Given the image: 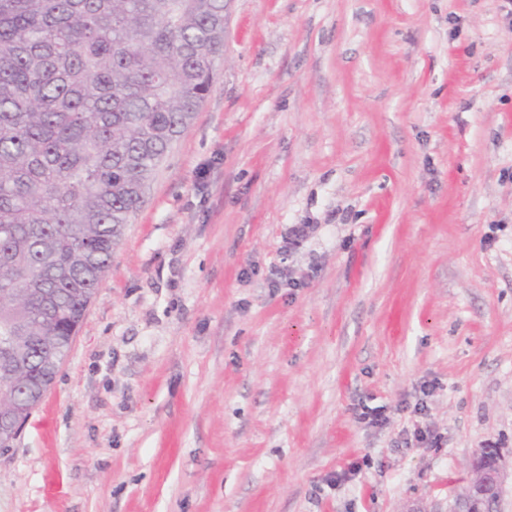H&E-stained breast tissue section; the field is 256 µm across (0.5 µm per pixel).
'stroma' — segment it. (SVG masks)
I'll list each match as a JSON object with an SVG mask.
<instances>
[{
    "instance_id": "stroma-1",
    "label": "stroma",
    "mask_w": 512,
    "mask_h": 512,
    "mask_svg": "<svg viewBox=\"0 0 512 512\" xmlns=\"http://www.w3.org/2000/svg\"><path fill=\"white\" fill-rule=\"evenodd\" d=\"M480 448L512 512V0H224L0 512H448Z\"/></svg>"
}]
</instances>
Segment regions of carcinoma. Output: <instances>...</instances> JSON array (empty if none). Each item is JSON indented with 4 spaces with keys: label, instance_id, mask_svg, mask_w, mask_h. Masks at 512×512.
<instances>
[{
    "label": "carcinoma",
    "instance_id": "carcinoma-1",
    "mask_svg": "<svg viewBox=\"0 0 512 512\" xmlns=\"http://www.w3.org/2000/svg\"><path fill=\"white\" fill-rule=\"evenodd\" d=\"M224 0H0V364L28 419L209 93Z\"/></svg>",
    "mask_w": 512,
    "mask_h": 512
}]
</instances>
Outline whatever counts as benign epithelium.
<instances>
[{
	"instance_id": "7a95c632",
	"label": "benign epithelium",
	"mask_w": 512,
	"mask_h": 512,
	"mask_svg": "<svg viewBox=\"0 0 512 512\" xmlns=\"http://www.w3.org/2000/svg\"><path fill=\"white\" fill-rule=\"evenodd\" d=\"M12 386L0 383V425L18 435L23 422L12 417L14 401ZM470 480L464 492L455 499L448 512H484L485 500L500 493L505 475L498 455L492 448H481L469 463Z\"/></svg>"
}]
</instances>
